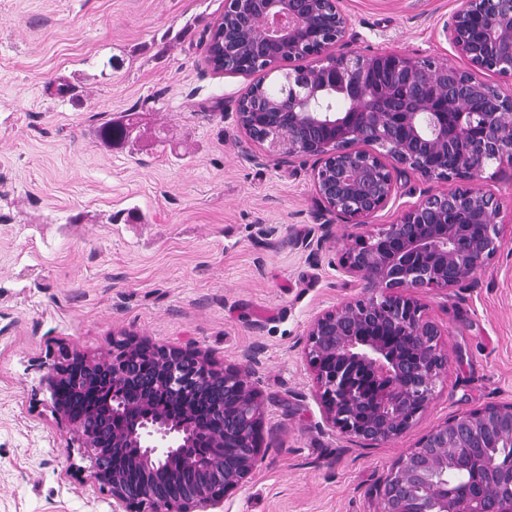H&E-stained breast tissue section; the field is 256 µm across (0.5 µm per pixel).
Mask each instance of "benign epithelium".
I'll use <instances>...</instances> for the list:
<instances>
[{"label":"benign epithelium","mask_w":512,"mask_h":512,"mask_svg":"<svg viewBox=\"0 0 512 512\" xmlns=\"http://www.w3.org/2000/svg\"><path fill=\"white\" fill-rule=\"evenodd\" d=\"M348 27L340 0H224V73L239 74L245 55L269 72L301 62L279 96L250 86L239 99L250 160L317 157L315 194L325 211L356 226L388 204L398 172L455 183L425 195L388 227L355 236L342 270L362 284V295L323 309L307 325L302 357L322 422L371 444L416 424L447 367L442 330L425 316L421 294L473 278L500 247L499 206L480 181L490 163L512 162V94L485 75L512 74V0H456L446 33L464 68L396 51L345 53ZM144 354L157 360L169 399L204 381L222 386L211 408L220 432L168 417L156 384L139 372ZM257 364L253 351L223 367L196 347L157 346L124 333L96 355L60 349L42 387L86 462L76 472L110 492L114 512H217L265 454L266 407L248 381ZM73 369L99 383L98 405L78 418L54 395ZM109 416L122 426L108 430ZM208 441L224 453L200 456ZM502 445L512 446V402L457 414L394 462L369 495L380 512H512V457L493 452ZM132 447L139 452L129 465L141 481L131 485L117 471L101 478L102 458ZM187 470L200 474L197 482H183ZM450 470L472 479L450 484Z\"/></svg>","instance_id":"obj_1"}]
</instances>
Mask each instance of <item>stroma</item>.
<instances>
[{
	"mask_svg": "<svg viewBox=\"0 0 512 512\" xmlns=\"http://www.w3.org/2000/svg\"><path fill=\"white\" fill-rule=\"evenodd\" d=\"M455 7L342 0L347 45L455 59ZM223 12L224 0H0V512H112L74 476L82 460L42 378L58 349L93 355L120 332L220 364L257 348L266 458L223 512H378L370 488L432 427L512 402V165L495 163L481 185L500 206L497 254L474 282L422 297L448 353L434 400L377 446L320 428L300 343L315 313L360 296L340 271L359 229L324 213L316 158L243 157L249 80L204 62ZM128 113L136 138L103 145L96 127ZM447 187L396 173L364 229Z\"/></svg>",
	"mask_w": 512,
	"mask_h": 512,
	"instance_id": "35a3bbf8",
	"label": "stroma"
}]
</instances>
